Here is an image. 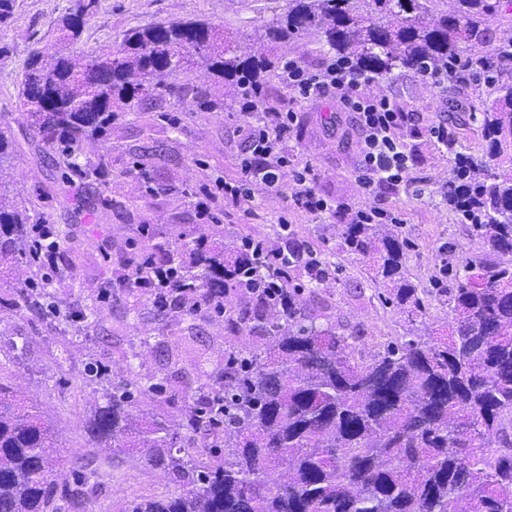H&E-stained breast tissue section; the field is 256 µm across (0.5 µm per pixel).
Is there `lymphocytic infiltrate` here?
<instances>
[{
  "label": "lymphocytic infiltrate",
  "instance_id": "1",
  "mask_svg": "<svg viewBox=\"0 0 512 512\" xmlns=\"http://www.w3.org/2000/svg\"><path fill=\"white\" fill-rule=\"evenodd\" d=\"M280 83L299 102L309 104L333 99L354 115L360 134L357 179L365 194L378 188L396 189L408 180L411 156L405 138L413 131L414 115L402 111L389 97H368L361 88L368 79L348 61L326 57L308 65L290 58L278 74ZM239 120L246 142V156L235 178L224 181L223 201L198 205L201 219L213 220L218 204L241 205L254 196L255 188L282 194L283 175L290 164L288 145L293 137L294 112L263 109L260 101L247 95L242 99ZM293 173L294 208L312 215L335 216L337 204L321 196L315 188L311 166Z\"/></svg>",
  "mask_w": 512,
  "mask_h": 512
}]
</instances>
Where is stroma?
Instances as JSON below:
<instances>
[{
  "label": "stroma",
  "mask_w": 512,
  "mask_h": 512,
  "mask_svg": "<svg viewBox=\"0 0 512 512\" xmlns=\"http://www.w3.org/2000/svg\"><path fill=\"white\" fill-rule=\"evenodd\" d=\"M75 0H23L22 9L9 24L0 26V124L10 125L16 140L14 163L24 173L17 184L16 200L32 213L51 223L69 225L73 235L64 248L63 275H51L47 288L54 301L65 304L81 298L96 310L87 341L67 347L54 330L52 317L36 318L15 311L14 289L28 274L17 262H0V319L8 321L11 335L27 337L22 353L9 342H0V381L21 398L34 400L51 423L62 453L57 458L61 479H70L75 468L72 454L84 447L88 437L82 426L98 398L96 391L81 385L80 373L86 358L97 360L108 378L125 375L123 354L137 337L151 339L143 350L141 374L163 379L168 388L196 379L201 367L224 358V325L206 315L185 318L178 326L176 341L164 340L160 316L138 292L130 291L119 275L122 262L138 239L137 227L149 224L164 238L192 233L200 219L195 203L202 185L234 177L245 156L246 145L240 123L232 108L199 112L177 101L157 106L143 102L138 111L119 116L110 136L85 145L81 156L104 160L107 180L90 187L70 188L61 175V155L26 126L19 110L18 82L29 51L37 42L50 38V30L63 9ZM286 0H100L80 41L71 45L79 54L120 40L125 30L156 22L205 19L236 32L242 50L252 48L253 27L269 19L275 7ZM370 96L392 98L413 113L417 136L407 138L412 169L406 186L374 198L365 196L357 180L358 135L352 115L338 114L335 101L312 104L291 101L279 79H271L270 95L264 106L270 110L293 111L297 115L290 157L296 166L312 165L318 172L316 188L324 197L346 202L353 209L383 207L396 212L401 222L397 233L412 244L407 266L421 286L430 280L450 242L456 256H474L482 242L463 224L444 200L451 162L445 148L428 129L447 124L451 134L459 128L448 120L459 111V100L440 94L415 71L395 70L388 78L372 81L364 89ZM149 163L148 176L133 169L136 160ZM166 185V192H147L145 178ZM109 195L121 207L101 211L99 199ZM249 216L230 212L220 216L211 230V240L224 245L230 235L260 233L278 240L280 215H289L291 229L303 240L326 243L329 260H340L343 271L330 300L350 325L359 329L360 343L374 347L388 337L404 335L408 323L398 309L382 306L377 298L382 287L371 280L366 259L338 258L335 219L288 208L284 197L256 191L249 202ZM112 296L99 302L102 288ZM173 483L162 473L143 470L132 458L112 467L95 494L86 501L65 505L62 512H120L125 500L172 492Z\"/></svg>",
  "instance_id": "stroma-1"
}]
</instances>
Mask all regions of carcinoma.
I'll return each instance as SVG.
<instances>
[{
    "mask_svg": "<svg viewBox=\"0 0 512 512\" xmlns=\"http://www.w3.org/2000/svg\"><path fill=\"white\" fill-rule=\"evenodd\" d=\"M288 0L284 12L254 29L262 45L318 34L327 52L371 78L396 69L421 72L461 60L456 97L485 96L483 110L460 118L478 124L485 142L473 153L448 139L453 162L448 207L477 232L482 254L448 263L450 285L421 288L407 266L410 243L389 224H342L336 250L371 264L379 295L406 315L409 339L367 354L357 331L336 317L322 293L339 267L309 246L288 263L252 276L260 257L208 245V229L180 235L130 257L127 284L150 294L174 323L204 313L232 336H260L259 346L230 345L224 362L184 392V407L147 420L136 407L167 392L152 377L112 383L94 359L84 385L107 384L86 419L92 450L79 453L74 484L59 486L55 437L38 405L0 383V512H60L57 497L78 498L102 463L139 453L146 470L179 490L142 496L123 512H512V37L492 28L504 0ZM98 0H78L54 24L56 46L34 47L25 61L19 108L28 125L65 159L66 183L100 179L103 161L81 164L84 142L105 138L119 112L141 101H187L213 108L211 90L238 101L252 88L266 97L281 60L240 50L224 29L200 20L130 28L118 43L73 55ZM203 71L208 83L181 80ZM12 134L0 130V259L40 267L28 225L41 237L67 228L13 200L19 174L8 165ZM13 307L51 313L65 343L87 334L77 298L60 308L26 286ZM435 300L451 320L415 332Z\"/></svg>",
    "mask_w": 512,
    "mask_h": 512,
    "instance_id": "obj_1",
    "label": "carcinoma"
}]
</instances>
